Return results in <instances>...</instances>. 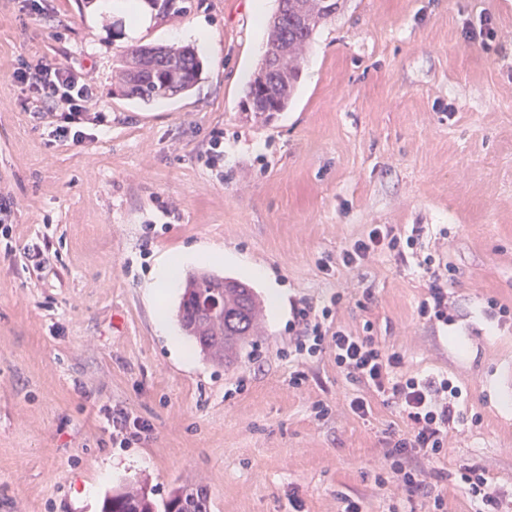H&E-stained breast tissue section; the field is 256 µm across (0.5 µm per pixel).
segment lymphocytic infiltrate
<instances>
[{
	"label": "lymphocytic infiltrate",
	"mask_w": 512,
	"mask_h": 512,
	"mask_svg": "<svg viewBox=\"0 0 512 512\" xmlns=\"http://www.w3.org/2000/svg\"><path fill=\"white\" fill-rule=\"evenodd\" d=\"M18 80L26 83L39 106L53 113L57 140L76 145L89 140V125H101L102 113L89 111V87L71 69L64 66L30 67L21 65L15 71ZM420 227H412L405 236H393L376 227L366 238L357 240L341 257L350 267L363 260L379 245L406 254L413 250L420 237ZM422 267L429 273V296L419 306V315L428 321L451 324L453 315L448 311V293L441 285V273L432 257H425ZM329 306L317 307L302 301L295 305L293 323L301 332L294 343L298 356H315L324 346H331L337 368L354 382L372 389L384 403L397 405L407 423L406 433L395 437L386 456L391 464L386 475L378 477V484L396 483L407 494L424 493L428 484L422 472L409 468L408 456L419 454L439 461L455 421L461 389L453 381L442 377L406 376L401 374L402 358L376 343L374 337L356 336L344 328L334 327ZM457 486L473 503L474 512H497L499 499L491 486L485 469L473 464H462L454 473Z\"/></svg>",
	"instance_id": "obj_1"
}]
</instances>
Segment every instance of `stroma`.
<instances>
[{
    "instance_id": "stroma-1",
    "label": "stroma",
    "mask_w": 512,
    "mask_h": 512,
    "mask_svg": "<svg viewBox=\"0 0 512 512\" xmlns=\"http://www.w3.org/2000/svg\"><path fill=\"white\" fill-rule=\"evenodd\" d=\"M253 3L196 0L131 35L109 0H0V199L14 203L0 234V512H101L83 487L135 481L159 502L206 486L210 512H340L346 496L366 512H473L453 478L463 463L512 512V0H340L292 104L266 121L240 103L278 2ZM486 18L487 47L465 36ZM201 24L206 45L190 36ZM149 43L193 47L204 80L148 106L118 94L113 55ZM24 61L91 85L106 116L92 141L54 139L13 76ZM378 224L420 225L414 255L381 246L344 266ZM35 243L57 252L40 269L25 256ZM182 248L222 249L209 271L244 282V263L261 266L289 304L332 305L404 373L451 378L461 417L441 461H411L429 494L377 483L406 429L397 408L346 378L331 348L289 358L292 313L263 284L251 282L256 334L234 365L173 351L155 319L176 316L181 294L159 303L149 285ZM427 256L448 267L453 325L418 316ZM357 397L367 417L350 410ZM121 414L150 432L120 445Z\"/></svg>"
}]
</instances>
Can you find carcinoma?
I'll return each mask as SVG.
<instances>
[{
  "instance_id": "obj_1",
  "label": "carcinoma",
  "mask_w": 512,
  "mask_h": 512,
  "mask_svg": "<svg viewBox=\"0 0 512 512\" xmlns=\"http://www.w3.org/2000/svg\"><path fill=\"white\" fill-rule=\"evenodd\" d=\"M144 2L162 18L185 16L194 6V0ZM338 7L339 0H278L257 76L244 92L243 104L254 117L288 108L303 52ZM115 73L123 95L145 105L189 93L203 80L202 63L190 46H127L116 55ZM221 288L224 309L213 312L206 302ZM256 315L257 297L246 283L209 271L187 276L177 317L204 356L221 363L235 355L254 335ZM102 512H209L208 491L202 485L184 484L159 505L145 490H129L106 496Z\"/></svg>"
}]
</instances>
